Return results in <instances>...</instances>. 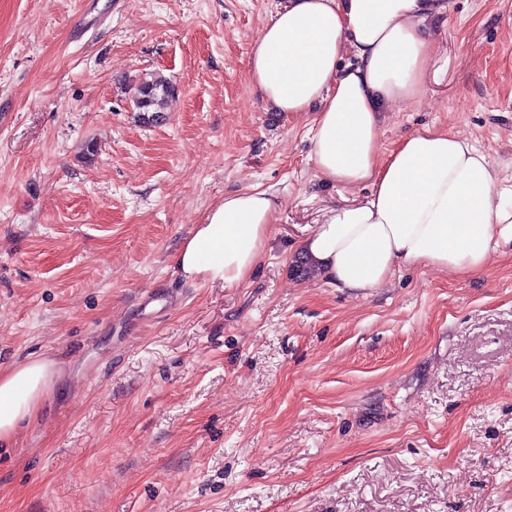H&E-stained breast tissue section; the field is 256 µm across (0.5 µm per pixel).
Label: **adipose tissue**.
I'll return each instance as SVG.
<instances>
[{
  "label": "adipose tissue",
  "mask_w": 512,
  "mask_h": 512,
  "mask_svg": "<svg viewBox=\"0 0 512 512\" xmlns=\"http://www.w3.org/2000/svg\"><path fill=\"white\" fill-rule=\"evenodd\" d=\"M448 0H286L250 54L248 77L277 112H309L310 158L325 183L369 193L329 209L300 244L337 288L366 294L404 266L467 275L512 245V186L496 189L485 154L425 127L383 151V114L425 93L438 54L432 21ZM279 209L271 193L225 194L175 255L191 281L227 288L258 267ZM56 361L36 357L0 370V443L38 417L56 386Z\"/></svg>",
  "instance_id": "obj_1"
}]
</instances>
